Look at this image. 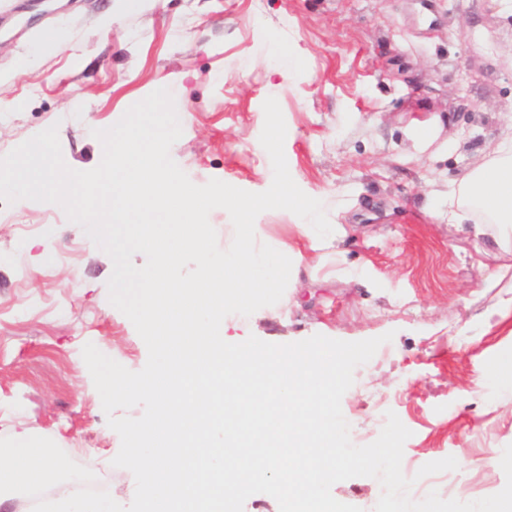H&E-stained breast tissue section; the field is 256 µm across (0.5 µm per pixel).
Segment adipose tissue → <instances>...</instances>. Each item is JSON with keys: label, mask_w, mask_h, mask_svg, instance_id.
Listing matches in <instances>:
<instances>
[{"label": "adipose tissue", "mask_w": 512, "mask_h": 512, "mask_svg": "<svg viewBox=\"0 0 512 512\" xmlns=\"http://www.w3.org/2000/svg\"><path fill=\"white\" fill-rule=\"evenodd\" d=\"M476 209L494 223L512 225V142L501 158L477 169L458 194L448 197L449 222L466 219Z\"/></svg>", "instance_id": "1"}]
</instances>
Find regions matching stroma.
<instances>
[{
    "label": "stroma",
    "instance_id": "35a3bbf8",
    "mask_svg": "<svg viewBox=\"0 0 512 512\" xmlns=\"http://www.w3.org/2000/svg\"><path fill=\"white\" fill-rule=\"evenodd\" d=\"M58 33L42 44L44 30ZM169 89L182 127L170 156L197 185L259 193L273 179L260 143L276 98L298 187L332 234L268 210L260 243L292 262L281 300L229 325L276 344L393 333L354 371L341 408L354 444L386 412L411 436L413 500L501 491L491 454L512 445V231L448 221V193L512 137V0H0V157L57 127L63 158L98 166L93 132ZM111 258L53 203L0 202V438L52 439L127 504L129 470L82 357L85 344L132 371L148 351L108 299ZM458 468L417 478L431 461ZM374 512L371 477L337 482Z\"/></svg>",
    "mask_w": 512,
    "mask_h": 512
}]
</instances>
